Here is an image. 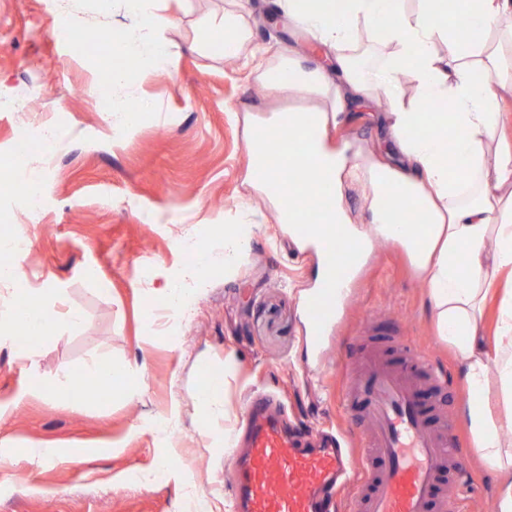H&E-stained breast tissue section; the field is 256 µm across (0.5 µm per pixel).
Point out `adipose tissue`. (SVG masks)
Returning a JSON list of instances; mask_svg holds the SVG:
<instances>
[{
	"mask_svg": "<svg viewBox=\"0 0 512 512\" xmlns=\"http://www.w3.org/2000/svg\"><path fill=\"white\" fill-rule=\"evenodd\" d=\"M129 24L111 39L112 86H125L132 66L172 68L173 55L152 13V0H124ZM288 21L334 51L333 67L307 69L292 59L266 69L267 90L285 89L304 97L325 96L329 108L293 112L287 121L273 119L253 127L248 138L247 176L257 186L277 182L279 170L297 166L301 191L282 186L273 202L279 219L297 226V195H311L327 172L343 176L342 153L325 138L305 139L307 125L325 129L330 112L341 111L345 96L382 89L390 100L393 137L408 164L402 169L374 166V194L391 200V214L376 212L370 233L350 224L343 206L311 225L303 246L320 248L326 226L338 227L344 245L363 252L374 237L399 241L409 252L427 287V302L439 335L455 349L463 366L468 400L462 413L476 451L501 476L496 512H512V444L503 439L512 426V289L501 299L496 334L479 341L483 308L501 272L512 273V141L500 137L501 101L512 96V0H417L407 14L402 0H279ZM373 24L379 42L391 46L385 66L373 70L345 54L357 20ZM496 41H488V32ZM248 32L238 13L225 11L212 27L209 42L224 56H236ZM447 54H439L437 41ZM413 76L420 91L417 104H405L397 85L401 74ZM443 100L447 112L424 111V103ZM496 144H489V137ZM221 252L200 251L198 260L168 280V309L173 317L188 310L204 288V269L222 265L232 271L245 251L241 225L215 227ZM495 249H488V240ZM28 329L51 334L44 301L0 312V333ZM497 371L504 411L489 405L488 374Z\"/></svg>",
	"mask_w": 512,
	"mask_h": 512,
	"instance_id": "1",
	"label": "adipose tissue"
}]
</instances>
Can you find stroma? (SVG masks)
<instances>
[{
	"mask_svg": "<svg viewBox=\"0 0 512 512\" xmlns=\"http://www.w3.org/2000/svg\"><path fill=\"white\" fill-rule=\"evenodd\" d=\"M252 32L238 57L226 60L205 32L227 7ZM275 0H156L157 20L177 63L148 70L132 89L155 105L137 127L117 135L100 96L110 72L98 69L99 49L76 51L53 38L67 16L84 29L110 32L126 23L121 0L99 11L95 0H0V101L37 100L33 112L0 110V153L11 154L23 134L56 124L52 152L26 157L40 173L46 206L30 212L24 197L0 192V235L30 240L24 269L29 287L48 288V336L0 343V451L57 448L64 460L0 466V512H179L187 496L205 498L211 512H238L234 475L223 443L197 433V393L210 386L216 430L233 428V450L244 448L250 396L271 393L289 424L319 433L340 431L349 418L341 403L345 349L356 328L375 322L381 334L406 336L413 352L437 361L458 385L448 419L462 447L466 472L448 487L460 512H495V467L472 448L460 407L467 399L462 363L439 339L425 305L426 286L396 241L372 246L358 285L339 306L340 320L312 350L306 334V293L317 285L319 262L300 250L278 220L272 195L247 180L251 124L319 105V98L263 90L260 75L284 58L306 67L323 63L326 49L276 16ZM261 56H253L255 46ZM373 97L348 99L325 138L349 163L401 167L385 112ZM213 224L249 228L245 255L232 275L214 266L189 319L175 322L165 307V276L190 263L180 243L210 240ZM82 313L80 323L64 320ZM35 349L38 376L80 383L93 362L140 365L141 388L45 400L27 394L34 375L25 349ZM236 372L224 376V359ZM180 415L157 430L172 402ZM171 462V475L160 472Z\"/></svg>",
	"mask_w": 512,
	"mask_h": 512,
	"instance_id": "stroma-1",
	"label": "stroma"
}]
</instances>
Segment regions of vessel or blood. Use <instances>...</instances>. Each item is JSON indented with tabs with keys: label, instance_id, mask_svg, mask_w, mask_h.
Here are the masks:
<instances>
[{
	"label": "vessel or blood",
	"instance_id": "b4317fda",
	"mask_svg": "<svg viewBox=\"0 0 512 512\" xmlns=\"http://www.w3.org/2000/svg\"><path fill=\"white\" fill-rule=\"evenodd\" d=\"M333 176H325L317 202L303 216L318 223L334 207ZM336 282L328 280L307 312L311 344H318L336 316ZM392 349L365 348L348 370L343 402L363 427L350 448L305 447L289 437L270 399L247 406V450L231 459L233 493L241 512H322L344 484H352L357 512H454L444 496L445 479L461 470L464 452L443 416L449 383L407 337Z\"/></svg>",
	"mask_w": 512,
	"mask_h": 512
}]
</instances>
